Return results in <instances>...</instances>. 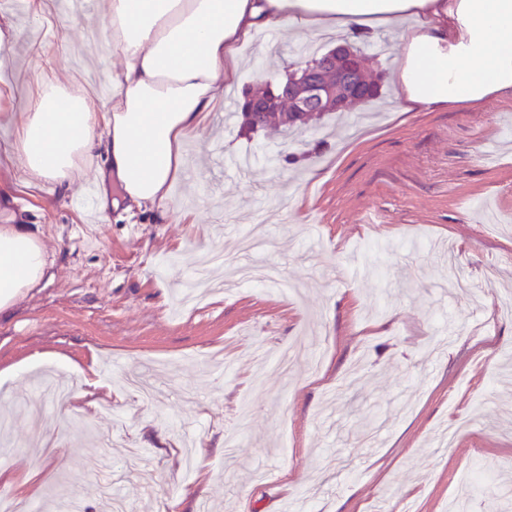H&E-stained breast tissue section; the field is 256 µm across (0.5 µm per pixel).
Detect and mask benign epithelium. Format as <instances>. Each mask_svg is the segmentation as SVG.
Returning <instances> with one entry per match:
<instances>
[{
    "label": "benign epithelium",
    "instance_id": "1",
    "mask_svg": "<svg viewBox=\"0 0 512 512\" xmlns=\"http://www.w3.org/2000/svg\"><path fill=\"white\" fill-rule=\"evenodd\" d=\"M358 63L347 46L329 52L321 69L308 64L300 66V75L280 84L267 93L255 92L244 98L241 111L247 119L263 124L281 102H288L296 120L307 121L334 108H344L361 90Z\"/></svg>",
    "mask_w": 512,
    "mask_h": 512
}]
</instances>
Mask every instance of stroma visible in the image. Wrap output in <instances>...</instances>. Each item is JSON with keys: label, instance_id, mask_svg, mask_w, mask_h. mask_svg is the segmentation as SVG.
<instances>
[{"label": "stroma", "instance_id": "1", "mask_svg": "<svg viewBox=\"0 0 512 512\" xmlns=\"http://www.w3.org/2000/svg\"><path fill=\"white\" fill-rule=\"evenodd\" d=\"M0 0L21 38L0 70V151L42 56L90 95L112 89L105 0L57 34L69 0ZM398 33L356 40L382 96L340 118L249 133L216 103L163 208L98 222L84 169L67 192L13 185L50 266L0 313V491L36 512H448L475 458V512H512V99L395 111ZM332 36L263 31L242 89ZM278 265L295 289L242 284L198 256ZM306 353L267 376L260 357ZM470 426L454 448L439 438ZM27 481V493L17 484Z\"/></svg>", "mask_w": 512, "mask_h": 512}]
</instances>
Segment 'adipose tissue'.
I'll return each mask as SVG.
<instances>
[{"mask_svg": "<svg viewBox=\"0 0 512 512\" xmlns=\"http://www.w3.org/2000/svg\"><path fill=\"white\" fill-rule=\"evenodd\" d=\"M402 21L398 111L512 96V0H108L106 29L121 58L111 96L75 94L38 72L11 159L30 185L67 188L75 172L96 167L122 194L101 188L103 212L120 200L161 206L184 175L186 137L234 85L240 49L256 32L352 39ZM47 258L32 225L0 224V312L41 284Z\"/></svg>", "mask_w": 512, "mask_h": 512, "instance_id": "ef3b65f1", "label": "adipose tissue"}]
</instances>
